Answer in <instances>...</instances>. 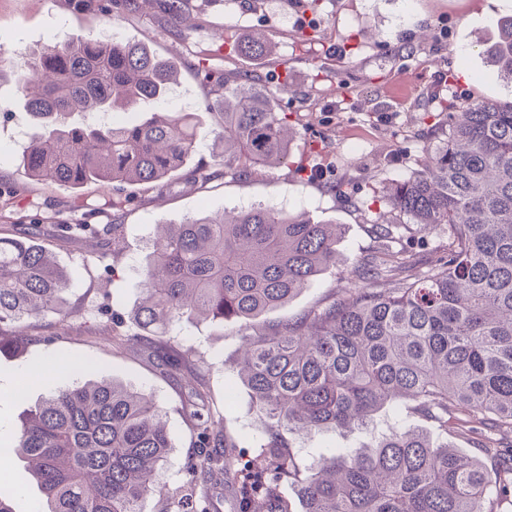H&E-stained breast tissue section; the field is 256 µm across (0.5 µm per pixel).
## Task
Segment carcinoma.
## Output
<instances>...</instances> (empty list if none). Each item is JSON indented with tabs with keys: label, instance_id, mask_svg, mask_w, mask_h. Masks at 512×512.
<instances>
[{
	"label": "carcinoma",
	"instance_id": "1",
	"mask_svg": "<svg viewBox=\"0 0 512 512\" xmlns=\"http://www.w3.org/2000/svg\"><path fill=\"white\" fill-rule=\"evenodd\" d=\"M240 51L268 52L251 36ZM512 82V17L489 49ZM25 107L37 129L26 176L75 189L97 181L162 183L195 151L192 112H140L120 123L70 125L76 112L135 111L165 100L178 67L146 46L77 36L17 62ZM224 173L288 161L291 124L271 94L240 78L224 86ZM429 163L391 184V209L425 230L448 229V253L424 270L400 269L393 228L381 224L378 255L358 282L268 329L250 321L275 309L336 265L344 229L299 214L253 207L167 224L150 247L132 310L139 332L115 348L147 345L168 372H183L196 402L197 447L184 490L208 512L204 487L224 484L238 512H291L279 486L295 483L301 512H501L512 499V102L472 104L451 118ZM43 225L0 237V350L23 344L14 325L74 316L67 271L36 243ZM108 249L123 225L91 230ZM198 318L244 325L239 381L265 418L247 463L237 443L201 419L207 399L194 351L169 338ZM403 405L433 430L375 417ZM357 428L361 449L338 448L304 462L289 436ZM475 439L489 461L448 446ZM172 448L155 400L110 379L58 389L21 419L11 454L27 462L39 512H146L149 498L185 512L157 473Z\"/></svg>",
	"mask_w": 512,
	"mask_h": 512
}]
</instances>
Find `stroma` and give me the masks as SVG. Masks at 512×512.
Listing matches in <instances>:
<instances>
[{"mask_svg":"<svg viewBox=\"0 0 512 512\" xmlns=\"http://www.w3.org/2000/svg\"><path fill=\"white\" fill-rule=\"evenodd\" d=\"M305 9L306 0H187L186 19L176 20L150 6L117 12L111 0H0V180L21 188L0 208V233L80 217L97 228L124 227L120 246L104 259L95 240L46 238L70 273L66 298L75 315L36 323L27 345L0 353V448L9 447L29 407L82 379L87 363L90 377L128 385L164 407L173 447L160 478L169 491H179L198 453L191 388L167 374L149 350L112 348L113 336L135 331L128 313L155 225L253 206L303 210L314 221L343 225L335 267L253 324L297 317L355 281L360 261L378 247L373 224L388 208L384 187L420 170L449 113L477 101L512 100V84L499 78L486 54L499 21L512 17V0H320L310 25L302 21ZM257 31L271 53L255 65L233 47ZM77 35L138 40L177 60L178 84L160 107L197 114L200 136L190 160L163 185L91 184L76 193L26 178L22 156L35 126L20 104L17 52ZM244 74L276 90L277 109L288 113L296 136L286 164L231 178L215 146L220 126L214 115L224 109L225 78ZM201 167L210 180L194 178ZM393 221V246L407 269L427 267L446 252L447 229L425 231L399 215ZM239 329L234 321L202 319L182 323L174 334L196 348L209 408L220 415L224 434L250 440L263 421L244 386H227L235 377ZM366 440L359 431L291 438L306 458ZM0 489L14 512H35L39 494L24 463L13 458L0 466Z\"/></svg>","mask_w":512,"mask_h":512,"instance_id":"1","label":"stroma"}]
</instances>
